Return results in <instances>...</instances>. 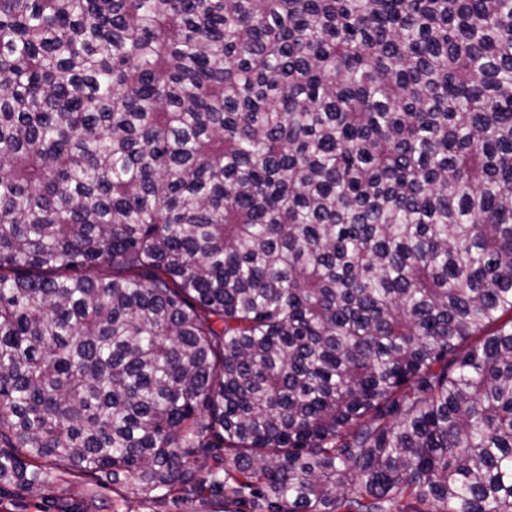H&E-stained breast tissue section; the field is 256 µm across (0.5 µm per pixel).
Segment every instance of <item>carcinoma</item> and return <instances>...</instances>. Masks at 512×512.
I'll return each instance as SVG.
<instances>
[{
  "mask_svg": "<svg viewBox=\"0 0 512 512\" xmlns=\"http://www.w3.org/2000/svg\"><path fill=\"white\" fill-rule=\"evenodd\" d=\"M52 470L512 512V0H0V488Z\"/></svg>",
  "mask_w": 512,
  "mask_h": 512,
  "instance_id": "1",
  "label": "carcinoma"
}]
</instances>
